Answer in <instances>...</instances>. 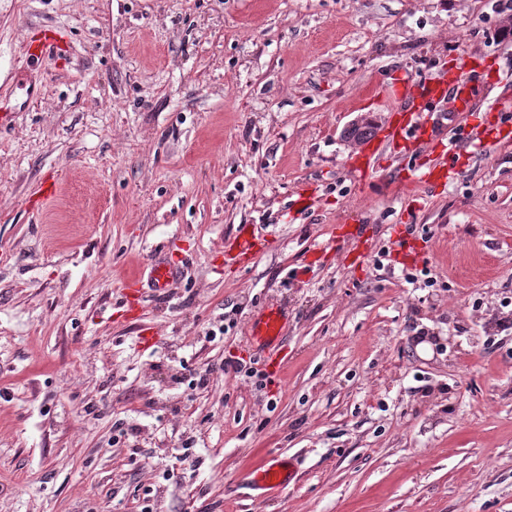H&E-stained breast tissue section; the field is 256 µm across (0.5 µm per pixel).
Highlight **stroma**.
<instances>
[{
  "instance_id": "35a3bbf8",
  "label": "stroma",
  "mask_w": 512,
  "mask_h": 512,
  "mask_svg": "<svg viewBox=\"0 0 512 512\" xmlns=\"http://www.w3.org/2000/svg\"><path fill=\"white\" fill-rule=\"evenodd\" d=\"M502 2L0 0V85L28 26L70 38L0 132V512H512ZM463 58L472 106L431 142L338 140ZM476 126L494 144L448 151ZM159 259L178 282L128 302ZM273 303L275 373L248 340ZM352 118L338 133V139L345 145L351 146L362 143L363 134L375 130L382 124V115L376 112L352 113ZM294 459L283 462L275 459L274 462L257 467L251 473V482L258 490H263L261 495L265 496L286 486L295 472ZM288 463V466L286 465Z\"/></svg>"
}]
</instances>
